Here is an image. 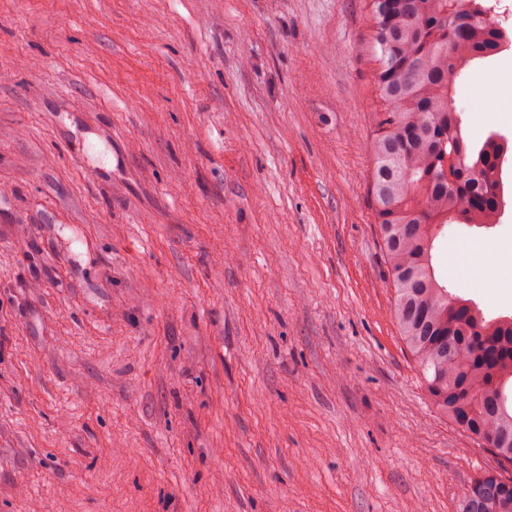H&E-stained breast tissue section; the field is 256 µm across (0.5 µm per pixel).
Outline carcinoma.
I'll list each match as a JSON object with an SVG mask.
<instances>
[{"label":"carcinoma","mask_w":512,"mask_h":512,"mask_svg":"<svg viewBox=\"0 0 512 512\" xmlns=\"http://www.w3.org/2000/svg\"><path fill=\"white\" fill-rule=\"evenodd\" d=\"M368 0V50L383 112L371 150V194L394 287L393 317L420 367L433 406L477 444L512 464V316H488L448 290L432 250L449 224L499 222L502 172L512 144L462 133L452 81L471 62L512 46V30L458 0ZM459 512H512V489L484 474Z\"/></svg>","instance_id":"obj_1"}]
</instances>
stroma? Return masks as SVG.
Here are the masks:
<instances>
[{
	"instance_id": "obj_1",
	"label": "stroma",
	"mask_w": 512,
	"mask_h": 512,
	"mask_svg": "<svg viewBox=\"0 0 512 512\" xmlns=\"http://www.w3.org/2000/svg\"><path fill=\"white\" fill-rule=\"evenodd\" d=\"M368 38L366 0H0V512H457L512 476L392 317ZM455 101L511 139L512 49ZM503 179L434 250L495 316Z\"/></svg>"
}]
</instances>
